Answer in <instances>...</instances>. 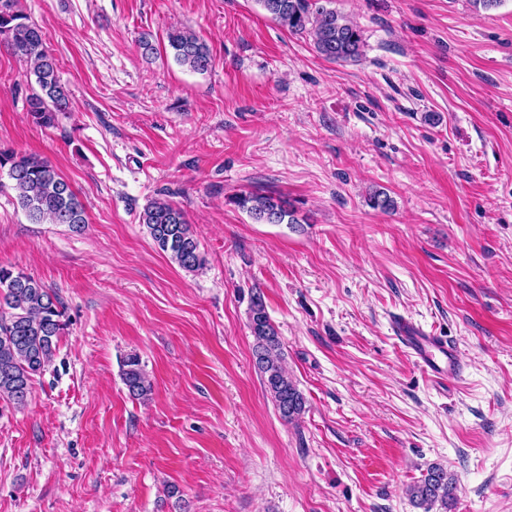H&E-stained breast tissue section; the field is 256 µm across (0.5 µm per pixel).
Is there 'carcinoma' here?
<instances>
[{
	"label": "carcinoma",
	"instance_id": "1",
	"mask_svg": "<svg viewBox=\"0 0 512 512\" xmlns=\"http://www.w3.org/2000/svg\"><path fill=\"white\" fill-rule=\"evenodd\" d=\"M263 9L288 32L307 33L316 52L331 62L357 60L362 55L360 30L346 16L323 5V0H258ZM18 0H0V37L30 63L38 90L26 98L27 112L40 127H53L58 116L70 109V95L61 83L55 57L46 45L40 27L18 9ZM167 46L182 66L203 73L212 59L209 47L193 31L172 29ZM7 171L18 202L33 224H67L80 230L87 219L70 182L50 163L33 154L0 150V172ZM230 203L246 211L258 223L296 224L297 210L287 200L265 194H238ZM368 204L383 212L394 207L393 199L376 190ZM155 247L179 269L196 273L206 258L185 212L163 199L149 202L140 214ZM0 302L8 312L0 313V403L23 407L27 404L34 377L51 364L60 336L67 328L65 307L58 293L22 271L0 266ZM249 328L254 337V358L266 392L281 418L290 423L305 411V400L286 366L283 345L271 323L260 295L253 296ZM121 376L135 400H147L153 384L140 357L128 355ZM455 479L440 466L408 488L410 499L425 506L448 509L454 498Z\"/></svg>",
	"mask_w": 512,
	"mask_h": 512
}]
</instances>
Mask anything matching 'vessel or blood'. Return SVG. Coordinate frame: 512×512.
Segmentation results:
<instances>
[{
	"label": "vessel or blood",
	"instance_id": "b4317fda",
	"mask_svg": "<svg viewBox=\"0 0 512 512\" xmlns=\"http://www.w3.org/2000/svg\"><path fill=\"white\" fill-rule=\"evenodd\" d=\"M393 327L416 362L433 377L445 379L463 374L464 366L452 343L424 332L412 321L402 317L395 318Z\"/></svg>",
	"mask_w": 512,
	"mask_h": 512
}]
</instances>
